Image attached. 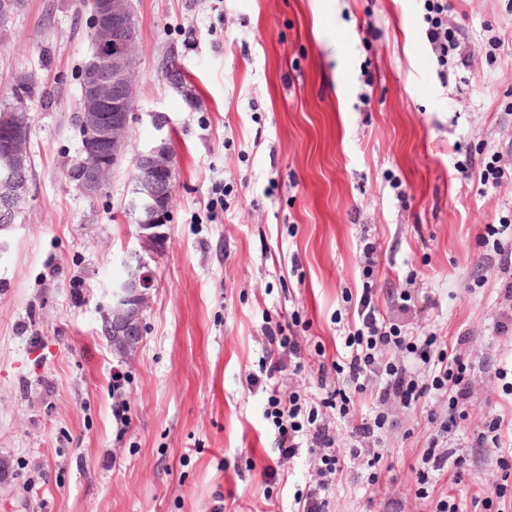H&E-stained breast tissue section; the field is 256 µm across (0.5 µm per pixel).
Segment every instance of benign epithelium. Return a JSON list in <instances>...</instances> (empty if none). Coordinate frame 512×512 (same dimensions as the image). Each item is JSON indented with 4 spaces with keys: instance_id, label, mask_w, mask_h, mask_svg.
<instances>
[{
    "instance_id": "obj_1",
    "label": "benign epithelium",
    "mask_w": 512,
    "mask_h": 512,
    "mask_svg": "<svg viewBox=\"0 0 512 512\" xmlns=\"http://www.w3.org/2000/svg\"><path fill=\"white\" fill-rule=\"evenodd\" d=\"M90 31L95 52L81 69L84 104L80 116L101 149L87 156L99 176L95 190H102L108 176L126 156L130 111L134 95L138 27L132 19L131 0H93ZM166 140L138 152L134 164L145 177L144 192L154 200V216L138 225L141 251L125 261V276L112 285V308L106 320V339L112 349L128 355L137 349L143 335V313L154 286L141 253L150 256L166 247L172 193L169 188V153ZM0 153L13 164L0 175V197L20 200V169L27 153L17 146L9 130L0 132Z\"/></svg>"
}]
</instances>
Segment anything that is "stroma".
<instances>
[{"label": "stroma", "instance_id": "1", "mask_svg": "<svg viewBox=\"0 0 512 512\" xmlns=\"http://www.w3.org/2000/svg\"><path fill=\"white\" fill-rule=\"evenodd\" d=\"M450 2L473 66L443 80L416 0H132L127 152L169 139L176 180L166 250L148 260L143 339L125 356L101 322L139 247L134 170L123 162L94 196L69 180L90 11L25 0L0 32V100L19 75L38 86L27 204L0 231V512H287L314 468L305 453L277 460L267 394L251 381L263 328L292 324L335 358L368 242L380 305L409 290L420 329L468 334L473 362L512 365L493 330L502 273L481 244L512 214V180L487 189L457 171L495 154L512 164V0ZM172 57L179 86L162 71ZM218 182L224 210L210 206ZM493 407L512 418L500 381L476 375L455 439L467 496L497 479L495 449L469 445ZM432 408L400 411L375 500L349 462L328 512H429L415 469Z\"/></svg>", "mask_w": 512, "mask_h": 512}]
</instances>
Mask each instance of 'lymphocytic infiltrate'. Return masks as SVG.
Instances as JSON below:
<instances>
[{
    "label": "lymphocytic infiltrate",
    "instance_id": "lymphocytic-infiltrate-1",
    "mask_svg": "<svg viewBox=\"0 0 512 512\" xmlns=\"http://www.w3.org/2000/svg\"><path fill=\"white\" fill-rule=\"evenodd\" d=\"M426 42L437 66L440 78H447L449 67L469 68L470 59L460 51L464 29L448 23V0H418ZM512 228V220L500 218L498 226H487L497 263L510 278L500 291L511 306L502 310L493 329L497 335H512V247L499 242L498 237ZM373 282H364L357 305V315L347 326L340 341L337 357L332 363L336 385L328 403L336 407L340 417L351 423V448L339 445L338 435L329 424L319 421L313 410L302 406L297 395L282 397L281 374L286 358L302 359L305 342L301 337L286 334L284 326L265 330L267 356L263 361L268 394L267 418L273 429L274 445L279 460H291L300 453L315 456V476L304 493L295 496L291 512H327L326 493L337 482L344 456L363 459L367 467V485L379 482L378 468L383 456L379 443L395 430L392 413L394 403L404 408L417 407L430 395L448 401V413L431 436L422 456L423 467L417 473L415 495L430 498L431 478L451 475L461 483L466 459L449 447L448 436L459 430L460 422L472 398L471 339L461 335L455 340L433 333L422 334L392 323L381 313ZM370 390L373 413L361 419L356 415L353 396ZM512 426L503 415L488 412L481 430L473 438L476 448H493L498 452L496 464L501 472L500 483L492 491L471 498L448 495L435 500L433 512H505L512 500V444L505 435Z\"/></svg>",
    "mask_w": 512,
    "mask_h": 512
}]
</instances>
